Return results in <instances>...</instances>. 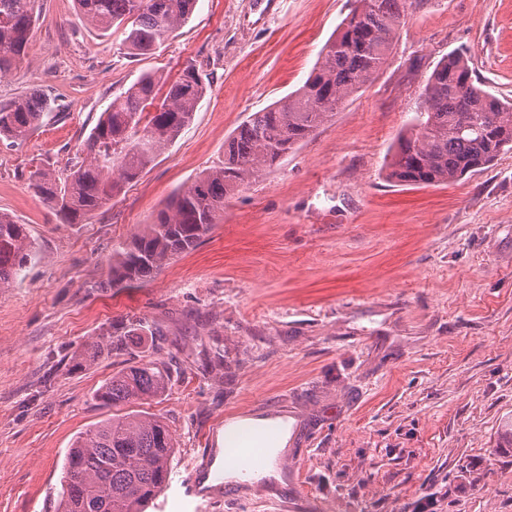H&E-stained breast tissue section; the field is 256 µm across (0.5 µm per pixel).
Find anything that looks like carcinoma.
<instances>
[{"instance_id":"cac0c4a2","label":"carcinoma","mask_w":512,"mask_h":512,"mask_svg":"<svg viewBox=\"0 0 512 512\" xmlns=\"http://www.w3.org/2000/svg\"><path fill=\"white\" fill-rule=\"evenodd\" d=\"M356 5L323 46L305 83L253 113L224 143V164L200 172L177 189L154 221L112 252L106 285L145 282L173 257L196 248L224 217V199L273 169L303 145L348 97L383 66L413 0H355ZM35 0H0V78L27 55ZM81 19L144 55L192 17L197 0H76ZM165 90L152 112L158 92ZM207 87L187 65L172 83L144 72L114 97L82 144L80 160L65 175L38 168L31 186L65 224H81L138 178L191 123ZM418 123L401 134L388 164L389 178L405 185L458 181L512 150V102L474 83L465 53L441 60L421 93ZM55 104L31 93L0 106V139L26 141ZM40 253L26 225L0 212V289L11 287ZM154 334L139 320L120 321L96 343L74 354L82 368L106 348L122 350L125 337ZM167 365L148 359L129 365L96 392L100 405L119 409L163 395ZM175 438L159 417L126 413L99 421L76 437L62 467L55 512H145L165 488Z\"/></svg>"}]
</instances>
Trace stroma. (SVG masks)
Here are the masks:
<instances>
[{
  "instance_id": "35a3bbf8",
  "label": "stroma",
  "mask_w": 512,
  "mask_h": 512,
  "mask_svg": "<svg viewBox=\"0 0 512 512\" xmlns=\"http://www.w3.org/2000/svg\"><path fill=\"white\" fill-rule=\"evenodd\" d=\"M354 0H198L153 53L82 22L75 0H37L27 56L0 104L41 90L58 104L25 142L0 139V212L40 255L0 290V512H53L79 432L109 418L96 391L156 354L172 373L141 404L172 431L184 473L224 423L292 418L271 499L224 487L209 512H512V151L459 182L387 177L438 61L467 51L474 81L512 101V0H422L373 80L314 136L224 202V219L151 280L105 287L112 252L171 194L221 165L248 116L292 92ZM207 87L191 124L81 224L30 185L65 172L113 97L147 71ZM140 320L120 355L73 354L112 323Z\"/></svg>"
}]
</instances>
